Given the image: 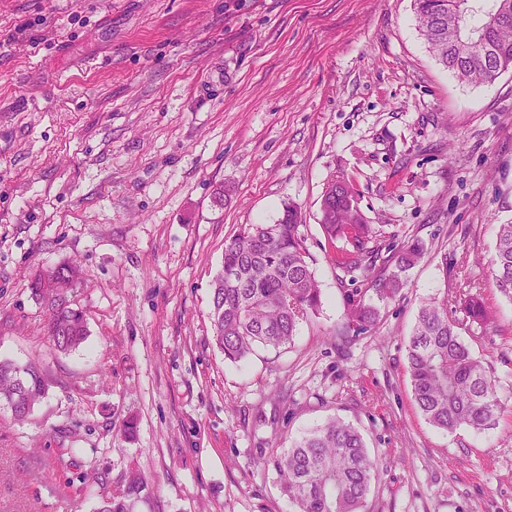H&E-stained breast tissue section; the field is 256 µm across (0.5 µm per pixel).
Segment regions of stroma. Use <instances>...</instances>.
Wrapping results in <instances>:
<instances>
[{"label": "stroma", "mask_w": 512, "mask_h": 512, "mask_svg": "<svg viewBox=\"0 0 512 512\" xmlns=\"http://www.w3.org/2000/svg\"><path fill=\"white\" fill-rule=\"evenodd\" d=\"M335 179L379 259L423 243L396 300L336 265ZM287 202L322 305L289 347L227 362L208 317L224 244ZM507 223L512 69L458 80L412 0H0V361L48 384L26 422L0 407V512H94L133 467L131 512H290L269 461L331 417L379 463L368 512H512V301L490 276ZM72 260L89 337L63 353L29 282ZM466 283L495 320L461 337L501 407L446 433L406 344L419 307ZM352 299L381 321L342 338Z\"/></svg>", "instance_id": "35a3bbf8"}]
</instances>
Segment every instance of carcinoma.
Wrapping results in <instances>:
<instances>
[{"instance_id": "1", "label": "carcinoma", "mask_w": 512, "mask_h": 512, "mask_svg": "<svg viewBox=\"0 0 512 512\" xmlns=\"http://www.w3.org/2000/svg\"><path fill=\"white\" fill-rule=\"evenodd\" d=\"M480 24L470 26L479 45L464 58L452 36L459 17L458 0H413L421 35L437 59L462 81L483 80L480 53L489 67L512 66V0H492ZM321 226L326 237L340 242L336 265L370 274L379 300L396 298L405 288V272L425 255L422 243L411 240L383 266L366 244L376 237L354 205L345 180L328 184L321 200ZM301 212L285 203L275 224H246L224 244L222 268L212 283L209 318L213 340L224 359L238 363L257 347L279 349L292 343L299 323L317 312L321 291L308 262L300 232ZM79 267L63 261L38 271L30 282L35 301L47 316V332L60 352H70L88 337L83 310L73 306L69 292L80 278ZM495 288L512 301V224H501L492 260ZM457 305L462 318L448 317V299L423 304L407 344L408 374L416 406L427 422L444 432L461 427L490 428L499 409L497 380L461 339L466 326L482 327L493 319L479 293L465 291ZM380 320L377 307L352 300L344 328L367 330ZM40 369L0 362V403L14 407L21 423L46 394ZM281 489L294 512H367V499L377 479V462L363 435L352 424L332 418L303 435L272 460ZM141 472H128L125 484L103 497L97 512H129V503L145 489Z\"/></svg>"}]
</instances>
